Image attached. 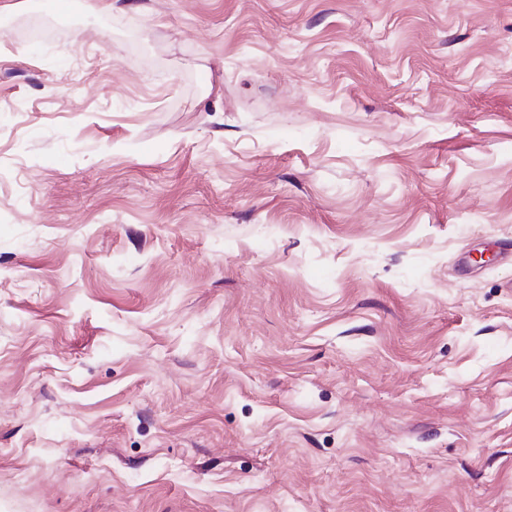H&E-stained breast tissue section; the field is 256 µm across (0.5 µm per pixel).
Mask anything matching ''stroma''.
<instances>
[{
	"label": "stroma",
	"instance_id": "stroma-1",
	"mask_svg": "<svg viewBox=\"0 0 512 512\" xmlns=\"http://www.w3.org/2000/svg\"><path fill=\"white\" fill-rule=\"evenodd\" d=\"M0 0V512H512V0Z\"/></svg>",
	"mask_w": 512,
	"mask_h": 512
}]
</instances>
